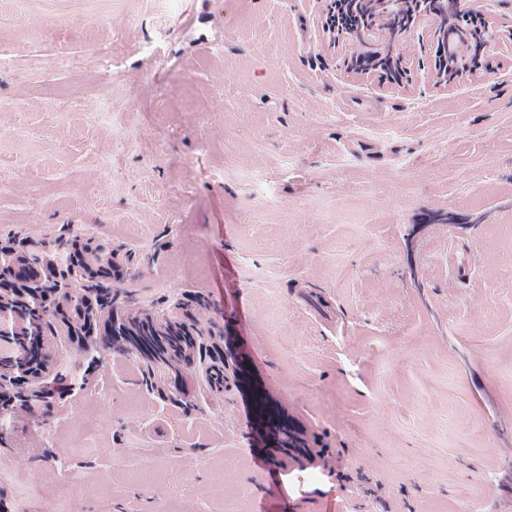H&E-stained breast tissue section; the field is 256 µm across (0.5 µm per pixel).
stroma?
I'll return each mask as SVG.
<instances>
[{"instance_id":"obj_1","label":"stroma","mask_w":512,"mask_h":512,"mask_svg":"<svg viewBox=\"0 0 512 512\" xmlns=\"http://www.w3.org/2000/svg\"><path fill=\"white\" fill-rule=\"evenodd\" d=\"M321 0H9L0 241L110 246L207 357L62 338L68 396L17 409V512H512V0L451 84L348 68ZM224 365L213 388L209 366ZM244 365L292 447L254 426Z\"/></svg>"}]
</instances>
